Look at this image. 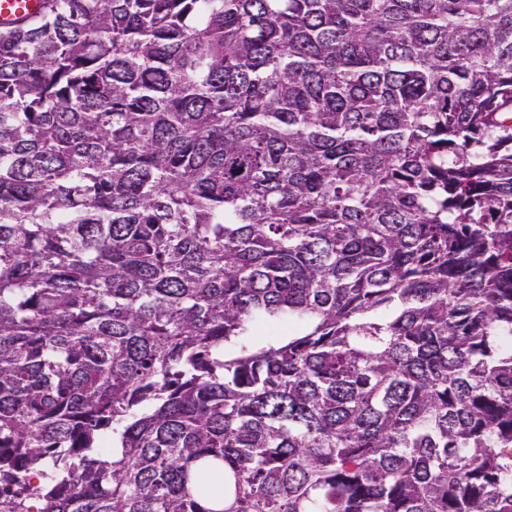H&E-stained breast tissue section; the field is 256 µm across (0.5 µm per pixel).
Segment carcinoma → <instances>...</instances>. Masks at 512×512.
<instances>
[{"label": "carcinoma", "instance_id": "1", "mask_svg": "<svg viewBox=\"0 0 512 512\" xmlns=\"http://www.w3.org/2000/svg\"><path fill=\"white\" fill-rule=\"evenodd\" d=\"M509 336L512 0L0 29V512H512Z\"/></svg>", "mask_w": 512, "mask_h": 512}]
</instances>
